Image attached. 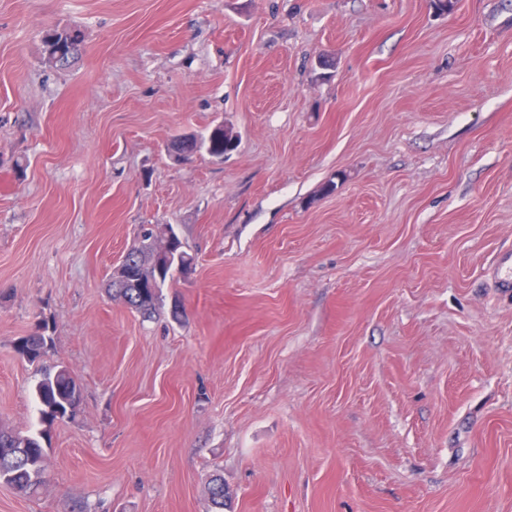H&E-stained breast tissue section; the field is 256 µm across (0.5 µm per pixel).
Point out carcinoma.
Masks as SVG:
<instances>
[{
  "label": "carcinoma",
  "instance_id": "1",
  "mask_svg": "<svg viewBox=\"0 0 512 512\" xmlns=\"http://www.w3.org/2000/svg\"><path fill=\"white\" fill-rule=\"evenodd\" d=\"M82 35L73 28L55 30L44 39V61L52 67H66L82 51ZM239 135L224 123L216 125L208 134H180L170 139L167 152L177 161L187 160L199 152L219 160L236 150ZM170 236V248L158 252L151 245L153 237ZM195 258L170 225L141 226L138 244L131 247L122 259L128 271L119 279L111 280L112 297L142 316L151 317L159 311L160 289L172 283L176 275L189 273ZM51 337L46 334L24 336L16 343V352L27 361H40ZM35 399L41 419L50 425L76 416L82 401V392L73 373L65 366L44 374L35 387ZM46 433L34 436L21 431L0 429V482L34 494L41 485ZM213 512H224L226 497L224 482L215 476L209 484Z\"/></svg>",
  "mask_w": 512,
  "mask_h": 512
}]
</instances>
